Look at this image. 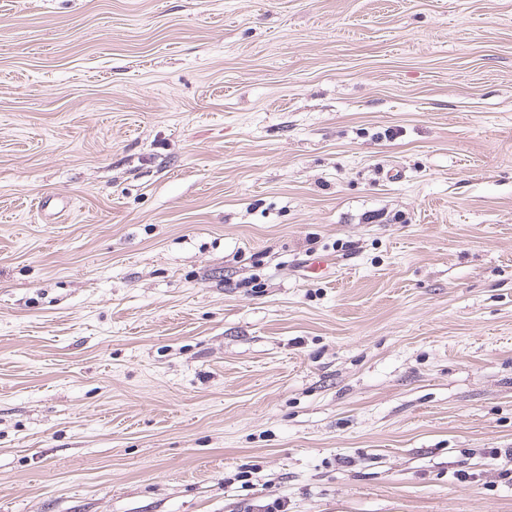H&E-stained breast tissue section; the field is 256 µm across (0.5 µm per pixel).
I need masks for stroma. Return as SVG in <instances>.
Instances as JSON below:
<instances>
[{
	"label": "stroma",
	"instance_id": "stroma-1",
	"mask_svg": "<svg viewBox=\"0 0 512 512\" xmlns=\"http://www.w3.org/2000/svg\"><path fill=\"white\" fill-rule=\"evenodd\" d=\"M493 448L512 0H0V512H512Z\"/></svg>",
	"mask_w": 512,
	"mask_h": 512
}]
</instances>
